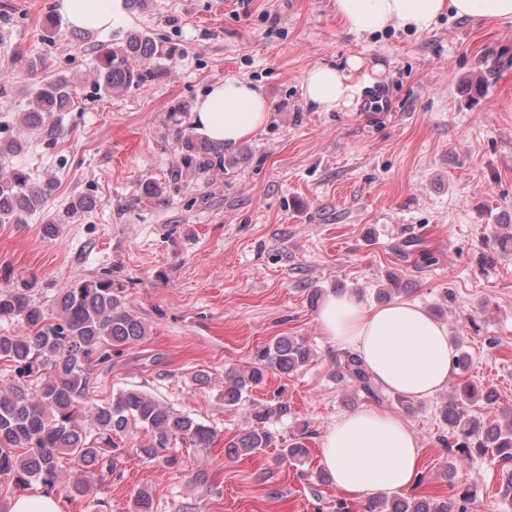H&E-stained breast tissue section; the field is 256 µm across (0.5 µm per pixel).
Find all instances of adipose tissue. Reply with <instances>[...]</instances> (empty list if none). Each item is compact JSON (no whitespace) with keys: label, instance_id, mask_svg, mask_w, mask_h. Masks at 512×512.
<instances>
[{"label":"adipose tissue","instance_id":"adipose-tissue-1","mask_svg":"<svg viewBox=\"0 0 512 512\" xmlns=\"http://www.w3.org/2000/svg\"><path fill=\"white\" fill-rule=\"evenodd\" d=\"M346 30L356 35L387 28L426 32L445 15L512 19V0H333ZM58 11L77 29L107 28L124 17L126 0H59ZM361 58L345 65L312 66L302 77L307 104L318 112L351 105ZM269 118L264 94L240 80L212 84L200 96L192 122L203 136L239 143L262 129ZM318 321L339 349L357 354L374 380L388 391L415 399L433 396L448 385L454 347L447 328L421 306L398 301L369 306L352 294L326 297ZM418 442L397 417L375 409L342 415L327 428L321 465L344 492L363 494L407 486L416 471Z\"/></svg>","mask_w":512,"mask_h":512}]
</instances>
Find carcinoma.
Returning <instances> with one entry per match:
<instances>
[{
	"label": "carcinoma",
	"mask_w": 512,
	"mask_h": 512,
	"mask_svg": "<svg viewBox=\"0 0 512 512\" xmlns=\"http://www.w3.org/2000/svg\"><path fill=\"white\" fill-rule=\"evenodd\" d=\"M166 53L143 31L130 32L119 46L96 45L91 59L94 82L106 93H117L146 82L155 64ZM71 102L69 80L59 76L36 83L30 92L29 109L23 123L39 127L53 112H62ZM181 167L203 174L224 164V146L192 133L180 135ZM57 189L49 176L35 183L22 169L0 175V224H26L43 210ZM498 225L492 232L493 248L505 254L512 250V231L504 235ZM17 321L22 330L0 332V359L10 363L17 384L0 394V475L11 477L12 488L24 492L38 483L44 492H63L70 500L92 495L94 485L84 478L62 480L61 458L90 466L130 427L151 432V439L137 448V454L153 460L171 448L172 442L208 448L215 431L194 418L173 412L153 397L134 389L120 390L103 405L86 406L91 366L110 356L108 347H130L148 336V328L126 306L122 285L109 275L83 279L66 289L56 311L44 310L28 293L20 279L10 290L0 291V320ZM311 348L302 338L277 336L256 347L251 365L232 370L226 376L224 405L237 406L253 389L262 386L270 374L287 375L306 365ZM454 368L462 374L456 384V400L445 405L448 425L474 438V447L503 460L512 461V406L497 410L493 420L466 416L459 403L497 402L491 387L468 375V353L454 356ZM336 377L367 397L378 398L376 383L363 361L345 351L336 360ZM288 415V404L258 405L252 414L255 426L224 441V456L236 459L260 453L277 443L266 429L275 417ZM309 455L303 438L282 442L281 461L302 464ZM131 512H153L152 493L139 489ZM365 512H454L446 498H408L394 494L370 498Z\"/></svg>",
	"instance_id": "cac0c4a2"
}]
</instances>
